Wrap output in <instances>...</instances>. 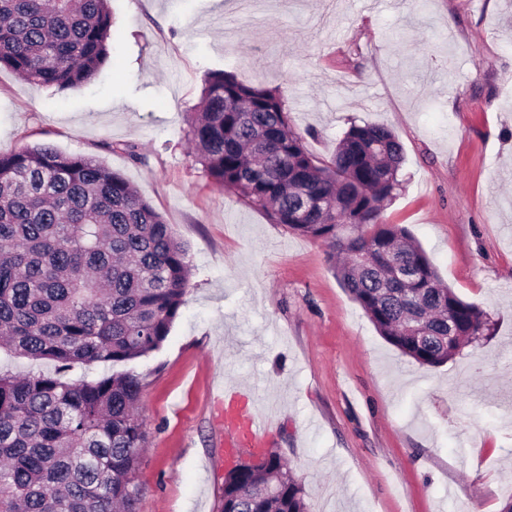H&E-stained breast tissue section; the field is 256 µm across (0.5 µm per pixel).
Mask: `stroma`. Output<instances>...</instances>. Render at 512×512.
I'll use <instances>...</instances> for the list:
<instances>
[{"instance_id": "stroma-1", "label": "stroma", "mask_w": 512, "mask_h": 512, "mask_svg": "<svg viewBox=\"0 0 512 512\" xmlns=\"http://www.w3.org/2000/svg\"><path fill=\"white\" fill-rule=\"evenodd\" d=\"M80 90L0 68V151L49 145L123 175L185 244L186 303L137 359L136 512H221L225 387L250 389L310 512H498L512 502V0H110ZM280 89L314 157L351 125L404 148L384 212L495 331L438 367L379 336L327 246L212 184L188 119L207 71ZM135 145L144 163L118 151Z\"/></svg>"}]
</instances>
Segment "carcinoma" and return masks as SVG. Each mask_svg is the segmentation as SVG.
Masks as SVG:
<instances>
[{"label": "carcinoma", "instance_id": "1", "mask_svg": "<svg viewBox=\"0 0 512 512\" xmlns=\"http://www.w3.org/2000/svg\"><path fill=\"white\" fill-rule=\"evenodd\" d=\"M107 0H0V67L77 90L109 61ZM189 140L211 182L276 224L345 255L332 266L380 336L423 367L493 332L440 278L409 231L384 219L403 147L384 124L352 125L327 161L307 151L277 89L208 73ZM415 279H393V264ZM190 265L169 224L120 174L49 145L0 152V351L54 369L0 371V512H136L132 363L158 350L184 305ZM112 375L73 379L78 364ZM222 512H309L270 451L224 476Z\"/></svg>", "mask_w": 512, "mask_h": 512}]
</instances>
